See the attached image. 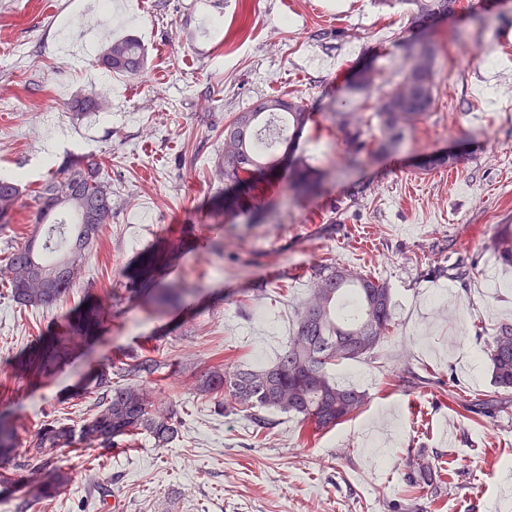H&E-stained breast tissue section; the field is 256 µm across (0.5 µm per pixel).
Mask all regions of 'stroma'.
<instances>
[{"label":"stroma","instance_id":"stroma-1","mask_svg":"<svg viewBox=\"0 0 512 512\" xmlns=\"http://www.w3.org/2000/svg\"><path fill=\"white\" fill-rule=\"evenodd\" d=\"M473 2L431 29L441 50L430 114L393 155L346 169L330 114L364 102L353 87L362 67L376 86L398 79V42L412 35L400 0H112L128 24L99 23V38L65 48L61 23L91 16L90 0H0V171L20 173L23 187L0 229V267L36 229L31 195L66 162L105 163L114 191L68 298L19 307L0 279V414L28 446L48 413L80 423L93 400L70 394L90 370L156 350L168 366L153 399L184 422L162 448L139 438L60 453L70 484L51 501L30 498L15 457L26 512H78L86 496L87 512H102L101 485L123 512H512V389L494 385L487 358L496 327L512 322V265L491 246L497 226L512 224V0H490L481 20ZM125 36L145 49L144 74H108V120L71 112L100 73L102 43ZM275 95L301 98L312 114L296 153L327 170L321 193L293 198L282 173L264 212L221 214L224 123ZM448 151L463 154L457 167L418 169ZM147 252L156 268L142 277ZM327 258L370 271L393 294L391 336L330 369L365 393L363 408L330 429L280 413L262 428L201 395L212 367L276 361ZM154 288L181 299L156 306ZM99 304L110 315L96 337H74L22 380L29 358ZM461 395L506 407L474 414ZM443 461L444 483L408 487L413 468Z\"/></svg>","mask_w":512,"mask_h":512}]
</instances>
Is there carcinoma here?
<instances>
[{
	"instance_id": "cac0c4a2",
	"label": "carcinoma",
	"mask_w": 512,
	"mask_h": 512,
	"mask_svg": "<svg viewBox=\"0 0 512 512\" xmlns=\"http://www.w3.org/2000/svg\"><path fill=\"white\" fill-rule=\"evenodd\" d=\"M409 6L412 23L421 26L445 14L455 13L458 0H400ZM406 66L399 80L378 94L374 104L339 108L330 119L342 136L344 163L354 167L363 155L395 149L404 133L431 111L435 97L436 44L425 37L404 42ZM96 65L127 76L139 75L145 65L140 42L131 37L105 43ZM71 109L97 112L102 102L94 94L76 97ZM310 120L303 102L284 97H260L224 122V147L218 166L227 189L239 195L224 200L227 209L249 198L255 210L262 208L260 180L276 174L288 163V188L294 196L308 198L320 192L324 173L302 158L291 156L300 133ZM379 136L367 140L372 127ZM457 160L428 155L421 169L450 168ZM22 190L14 179L0 177V229L10 224ZM34 223L49 225L42 246L29 239L11 247L7 256V280L13 301L24 307L49 308L65 299L74 288L86 260V252L112 216V183L97 162L71 161L61 173L46 179L33 197ZM492 248L506 265H512V227L505 225L492 238ZM102 310L85 313L74 331H97ZM391 290L378 278L344 265L318 268L309 281L308 295L297 312L296 328L283 353L271 365L227 370L217 366L202 376L199 391L220 400L223 408L249 413L262 424L266 410L293 414L319 428L335 426L365 405L362 392L336 384L329 366L337 361L368 357L388 339L394 326ZM494 385L512 389V323L495 331L488 348ZM165 362L145 354L129 371H112L107 365L94 373L83 392L99 395V402L75 427L58 418L40 424L23 449L26 467L35 476L50 468L59 453L78 444L87 449L116 448L134 436L147 435L161 446L179 433L182 421L171 411L153 409L151 384L161 378ZM139 382H122L126 375ZM117 380H112V377ZM15 429L0 420V501L12 498L14 472L5 466L18 449ZM439 474L427 467L408 476L413 488L436 483ZM69 478L51 472L39 483L37 496L53 499L65 493Z\"/></svg>"
}]
</instances>
